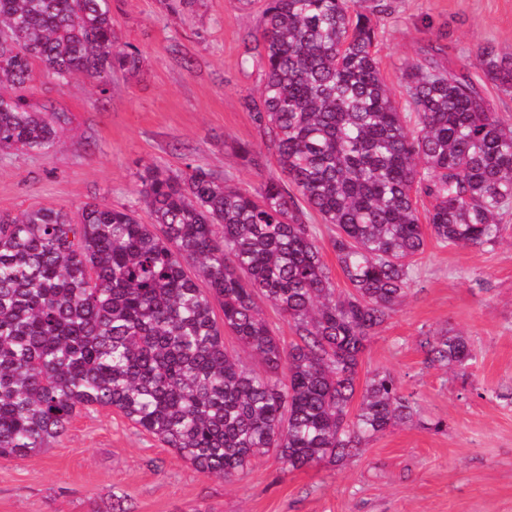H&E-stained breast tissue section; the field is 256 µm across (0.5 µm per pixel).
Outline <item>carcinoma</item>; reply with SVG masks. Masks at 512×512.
I'll list each match as a JSON object with an SVG mask.
<instances>
[{
	"mask_svg": "<svg viewBox=\"0 0 512 512\" xmlns=\"http://www.w3.org/2000/svg\"><path fill=\"white\" fill-rule=\"evenodd\" d=\"M358 0H266L243 61L262 70L245 109L282 176L250 192L188 163L147 168L134 210L87 203L0 214V459L50 447L82 410L120 411L183 460L226 483L273 451L288 470L339 462L416 413L386 371L365 381L376 328L407 299L427 237L492 246L512 212V125L468 69L434 58L392 96ZM512 91V56L477 54ZM143 58L119 45L110 0H0V151L44 153L58 112L31 108L34 67L107 92ZM431 208L419 217L418 199ZM350 289L336 288L309 224ZM264 300L294 330L276 336ZM222 318L216 319L215 308ZM231 335L261 369L224 345ZM428 362L461 370L469 337H419ZM315 225L319 245L322 247L323 260L331 271V275L339 289H349V284L345 280L336 260V254L331 245V238L334 235V227L329 224H322L321 219L315 216L311 221Z\"/></svg>",
	"mask_w": 512,
	"mask_h": 512,
	"instance_id": "cac0c4a2",
	"label": "carcinoma"
}]
</instances>
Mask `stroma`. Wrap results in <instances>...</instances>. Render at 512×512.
Listing matches in <instances>:
<instances>
[{"label": "stroma", "instance_id": "obj_1", "mask_svg": "<svg viewBox=\"0 0 512 512\" xmlns=\"http://www.w3.org/2000/svg\"><path fill=\"white\" fill-rule=\"evenodd\" d=\"M120 42L144 58L113 74L107 93L83 79L37 73L36 108L66 112L48 153L0 152V213L84 204L135 205L138 174L192 163L257 190L280 170L250 112L258 66L242 62L263 0H202L183 15L163 0H111ZM380 33V71L403 101L405 63L433 41L443 60L468 63L479 47L512 53V0H361ZM263 152L253 167L240 147ZM495 246L428 243L411 291L370 337L361 377L386 371L418 402L415 421L379 434L343 463L291 471L275 455L233 483L197 471L121 413H79L48 450L0 460V512H512V214ZM469 336L465 371L428 364L417 338Z\"/></svg>", "mask_w": 512, "mask_h": 512}]
</instances>
